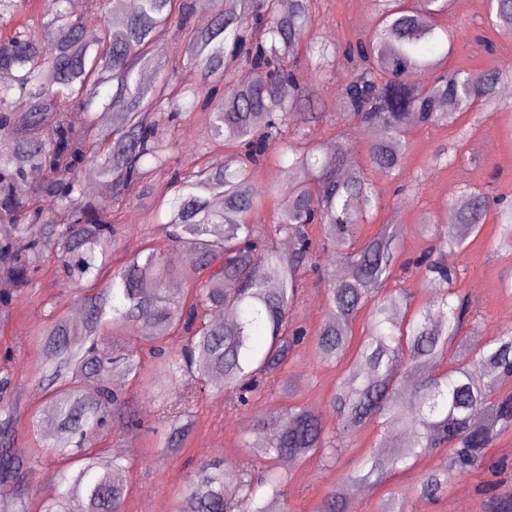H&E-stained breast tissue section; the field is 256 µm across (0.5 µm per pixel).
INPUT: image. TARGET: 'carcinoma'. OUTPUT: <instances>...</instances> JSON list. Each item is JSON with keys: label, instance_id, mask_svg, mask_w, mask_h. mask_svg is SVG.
Instances as JSON below:
<instances>
[{"label": "carcinoma", "instance_id": "1", "mask_svg": "<svg viewBox=\"0 0 512 512\" xmlns=\"http://www.w3.org/2000/svg\"><path fill=\"white\" fill-rule=\"evenodd\" d=\"M88 0L101 17L95 37L67 0H0V20L16 18L0 37V137L11 150L0 153V280L26 288L48 253L59 254L65 277L87 280L78 299L82 323L71 326L49 317L36 334L45 371L39 376L46 396L44 414L56 421L49 447L78 467L62 472V490L39 498L38 449L17 444L21 419L17 400L7 396L10 378L0 377V492L25 491L17 512H123L131 460L112 457L102 468L86 448L104 425L129 420L127 402L107 384L120 370L140 378L149 368L171 395L161 425L165 447L180 449L191 423L187 409L213 388L238 410L256 403L276 384V374L306 336L295 318L307 268L332 251L350 265L348 279L329 288L333 319L316 334L323 362L349 358L348 378L331 397L336 431L322 415L298 405L267 409L254 416L262 428L246 442L258 463L291 457L304 460L318 449L336 447L344 434L368 423L406 436L405 449L384 444L372 449L354 471L324 499L320 512H346L351 487L382 481L414 465L424 454L448 448V468L426 473L420 496L435 498L451 482L483 465L500 431L512 428V393L500 392L512 378V327L485 343L455 345L469 300L459 296L458 270L448 252H462L479 232L488 197L464 186L451 200L453 223L434 230L428 253L407 263L419 274L428 302L415 314L402 289H389L398 233L388 227L363 242L356 229L370 223L378 190L366 168L344 156L321 157V146L299 128L288 141V183L275 180L268 194L277 204L274 224L249 221L263 205L252 182L266 161V142L282 135L300 107L311 106L314 82L340 68L351 76L339 88L337 120L379 129L367 148L369 168L391 179L403 176L402 139L413 126H446L475 106L502 110L500 87L512 81V68L488 70L480 82L463 69L445 67L461 32L438 18L449 0H371L374 25L352 40L332 43L310 38L308 27L322 0ZM211 12L208 27L192 22L196 9ZM488 26L512 32V0H490ZM183 46L179 56L162 50L169 33ZM247 67L251 82L241 84L237 68ZM193 68L199 80H177L180 68ZM112 84L103 112L95 111L99 89ZM205 112L210 145L234 151L239 159L219 167L182 164L155 126L176 124L196 108ZM93 164L106 186L103 199L84 195L76 172ZM32 168L44 181L26 182ZM168 178V245L150 246L114 265L115 219L129 190L155 173ZM52 202L53 208L44 206ZM497 249L512 255V208L504 206ZM287 237L292 250L274 246ZM186 253L174 267L168 248ZM179 279L184 291L174 300L166 284ZM235 287L227 289L224 284ZM369 332L354 338L353 320L363 309ZM152 313L134 343L107 342L106 330L127 327ZM174 336L183 345L167 352ZM445 363L437 374H417L427 364ZM412 382L409 397L399 387ZM283 496L280 481L251 468L220 461L202 467L187 485L179 512H270Z\"/></svg>", "mask_w": 512, "mask_h": 512}]
</instances>
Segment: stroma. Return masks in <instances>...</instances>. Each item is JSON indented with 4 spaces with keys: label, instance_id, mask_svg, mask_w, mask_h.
Here are the masks:
<instances>
[{
    "label": "stroma",
    "instance_id": "35a3bbf8",
    "mask_svg": "<svg viewBox=\"0 0 512 512\" xmlns=\"http://www.w3.org/2000/svg\"><path fill=\"white\" fill-rule=\"evenodd\" d=\"M487 11L488 0H460L459 8L444 17L445 25L474 34L473 40L460 43L448 58L447 68L461 66L470 74L481 75L497 66H512V33L485 26ZM372 24L369 0H325L323 9L312 19L310 33L341 42L370 30ZM479 35L494 43V53L477 45L475 38ZM156 136L172 145L175 157L183 162L197 160L218 165L226 157L225 152L208 150L207 129L196 119L176 127L158 124ZM455 140L461 143V160L450 165L436 161L437 148ZM403 150L406 166L402 180L375 175L380 190L379 209L372 223L360 225L357 232L363 241L378 232L381 225H398L403 231L399 261L429 250L433 237L422 226V219L431 217L437 224H447L450 202L463 185H476L491 195L512 200V114L476 108L445 127L416 126L406 136ZM170 195L163 176L153 177L146 187L131 190L119 218L114 253L117 261H126L148 245L164 244L166 216L159 212L158 205ZM498 231V216L495 211H488L480 233L472 238L467 251L453 253L451 260L462 273L458 287L470 301L477 317L475 327L483 341L512 327V293L502 287L512 277V255L498 251ZM58 266L57 256L47 255L43 274L35 278L28 292L0 310V353L12 351V392L31 412L40 410L44 401L38 383L42 359L35 331L52 314L67 316L74 323L81 320L76 303L78 292L57 275ZM329 313L327 284L310 276L297 313L310 337L294 351L284 370L293 387L287 393L264 394L258 408L288 404L313 407L323 414L326 429L335 430L336 416L330 399L344 379V366L319 362L312 340ZM156 386L151 377L141 382L122 377L118 388L126 394L141 424L101 429L91 441L101 465L110 464L116 455L127 456L133 462L124 512H176L184 485L201 465L215 460L238 466L251 462L244 442L255 433L253 412L225 408L223 394L211 390L199 394L190 409L194 428L181 451H166L151 431L159 410ZM379 434L371 423L356 432L348 446L332 449L330 454L318 452L289 466L275 460V469L285 478V512H316L333 487L356 470L375 447ZM448 457V449H438L385 482L369 484L367 492L352 490L349 512H381L384 500L397 493L405 497L404 512H449L459 497L465 500L466 512H485L490 497L512 495V428L503 431L487 449L485 466L456 478L436 498L416 494L414 488L421 474L446 468Z\"/></svg>",
    "mask_w": 512,
    "mask_h": 512
}]
</instances>
